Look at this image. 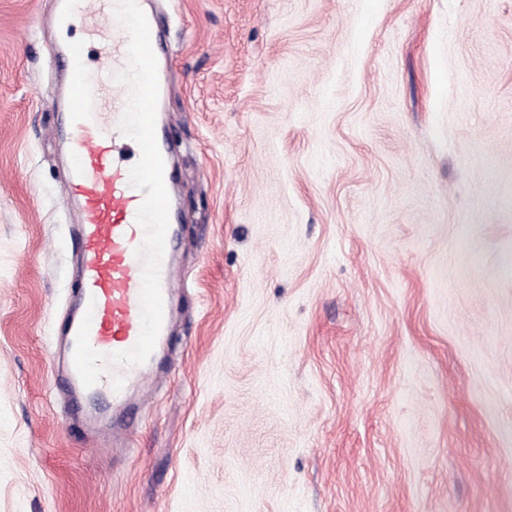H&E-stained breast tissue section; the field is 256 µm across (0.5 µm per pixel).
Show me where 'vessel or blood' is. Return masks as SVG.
I'll return each instance as SVG.
<instances>
[{"instance_id": "vessel-or-blood-1", "label": "vessel or blood", "mask_w": 512, "mask_h": 512, "mask_svg": "<svg viewBox=\"0 0 512 512\" xmlns=\"http://www.w3.org/2000/svg\"><path fill=\"white\" fill-rule=\"evenodd\" d=\"M98 39L112 56L113 72L126 70L129 36L119 23H101ZM80 57L81 50L76 46L58 56L72 72L64 110L74 163L63 185V199L79 206L78 277L81 306L92 311L89 343L98 353L109 355L130 350L141 334L143 264L136 251L145 239V231L137 222L144 194L132 186L130 168L120 156L125 140L120 121L129 88L115 83L112 106L104 108L91 74L79 66ZM176 236V229L168 228L160 269L163 316L167 319L172 316L178 287L170 272L171 246ZM81 323V318H74L64 330L62 383L73 406L86 415L85 433L97 436L112 430L115 419L136 410L131 393L144 388L148 366L142 363L110 369L93 387H84L74 364Z\"/></svg>"}]
</instances>
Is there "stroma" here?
I'll list each match as a JSON object with an SVG mask.
<instances>
[{
	"mask_svg": "<svg viewBox=\"0 0 512 512\" xmlns=\"http://www.w3.org/2000/svg\"><path fill=\"white\" fill-rule=\"evenodd\" d=\"M53 3L0 0V512H512V0H150L182 288L113 460Z\"/></svg>",
	"mask_w": 512,
	"mask_h": 512,
	"instance_id": "obj_1",
	"label": "stroma"
}]
</instances>
